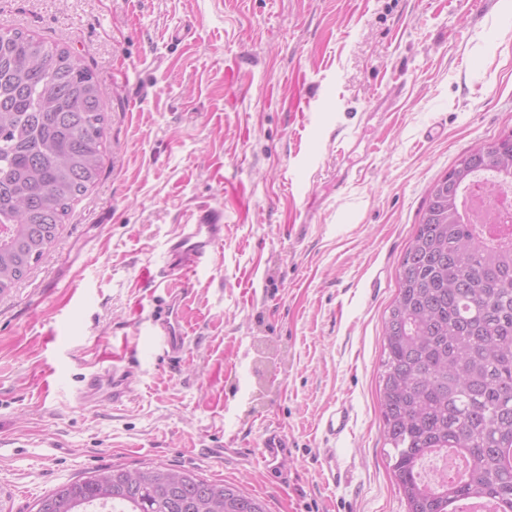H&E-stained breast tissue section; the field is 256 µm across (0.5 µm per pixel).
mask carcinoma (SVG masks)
I'll list each match as a JSON object with an SVG mask.
<instances>
[{"label": "carcinoma", "mask_w": 512, "mask_h": 512, "mask_svg": "<svg viewBox=\"0 0 512 512\" xmlns=\"http://www.w3.org/2000/svg\"><path fill=\"white\" fill-rule=\"evenodd\" d=\"M107 115L99 82L65 47L0 30V294L53 244L72 204L99 179ZM512 183V131L460 156L429 190L384 320L380 401L391 470L407 512L456 500L512 501V218L469 224L463 192L479 175ZM454 449L457 483L424 478ZM112 466L39 498L33 512H265L241 488L145 464Z\"/></svg>", "instance_id": "carcinoma-1"}]
</instances>
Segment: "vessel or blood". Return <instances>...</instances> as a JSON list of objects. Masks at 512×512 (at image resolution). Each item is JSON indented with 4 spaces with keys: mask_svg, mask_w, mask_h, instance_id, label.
I'll return each mask as SVG.
<instances>
[{
    "mask_svg": "<svg viewBox=\"0 0 512 512\" xmlns=\"http://www.w3.org/2000/svg\"><path fill=\"white\" fill-rule=\"evenodd\" d=\"M224 240L222 214L200 217L188 224L186 229L172 239L168 247V270L188 276L200 263L209 259L217 246ZM187 291L183 288L166 289L163 296L157 297L153 311L155 334L166 354L179 357L186 350L184 330V305ZM132 370L127 366H113L85 378L77 390L79 403H87L96 396L104 395L113 400H121L132 391ZM352 421V409L347 404H339L325 417L322 427L334 437L343 436ZM290 453L287 434L280 429L265 434L260 449V458L268 478H275L283 472Z\"/></svg>",
    "mask_w": 512,
    "mask_h": 512,
    "instance_id": "b4317fda",
    "label": "vessel or blood"
}]
</instances>
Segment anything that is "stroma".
<instances>
[{
	"label": "stroma",
	"mask_w": 512,
	"mask_h": 512,
	"mask_svg": "<svg viewBox=\"0 0 512 512\" xmlns=\"http://www.w3.org/2000/svg\"><path fill=\"white\" fill-rule=\"evenodd\" d=\"M0 28L70 49L108 116L98 182L0 296V512L147 463L266 512H406L384 315L431 186L512 130V0H0ZM207 211L224 241L189 279L173 359L149 334L155 290L168 242ZM126 355L130 397L80 407L81 379ZM343 402L349 432L326 435ZM277 426L293 448L272 483L259 448Z\"/></svg>",
	"instance_id": "1"
}]
</instances>
